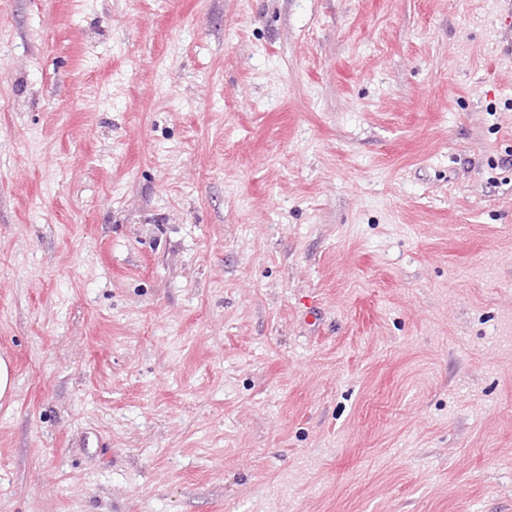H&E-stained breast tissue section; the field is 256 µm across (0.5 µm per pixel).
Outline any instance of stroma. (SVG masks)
<instances>
[{"mask_svg": "<svg viewBox=\"0 0 512 512\" xmlns=\"http://www.w3.org/2000/svg\"><path fill=\"white\" fill-rule=\"evenodd\" d=\"M508 7L0 0V512H512Z\"/></svg>", "mask_w": 512, "mask_h": 512, "instance_id": "obj_1", "label": "stroma"}]
</instances>
